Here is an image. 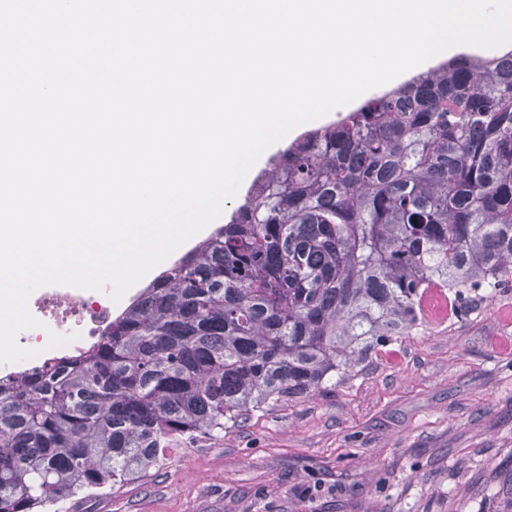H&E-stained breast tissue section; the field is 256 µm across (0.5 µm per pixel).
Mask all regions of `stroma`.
Here are the masks:
<instances>
[{
	"label": "stroma",
	"mask_w": 512,
	"mask_h": 512,
	"mask_svg": "<svg viewBox=\"0 0 512 512\" xmlns=\"http://www.w3.org/2000/svg\"><path fill=\"white\" fill-rule=\"evenodd\" d=\"M58 512H512V287Z\"/></svg>",
	"instance_id": "35a3bbf8"
}]
</instances>
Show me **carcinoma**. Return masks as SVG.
<instances>
[{"mask_svg":"<svg viewBox=\"0 0 512 512\" xmlns=\"http://www.w3.org/2000/svg\"><path fill=\"white\" fill-rule=\"evenodd\" d=\"M230 222L76 355L0 382V512L113 486L170 438L301 401L512 285V56L458 54L270 157Z\"/></svg>","mask_w":512,"mask_h":512,"instance_id":"carcinoma-1","label":"carcinoma"}]
</instances>
